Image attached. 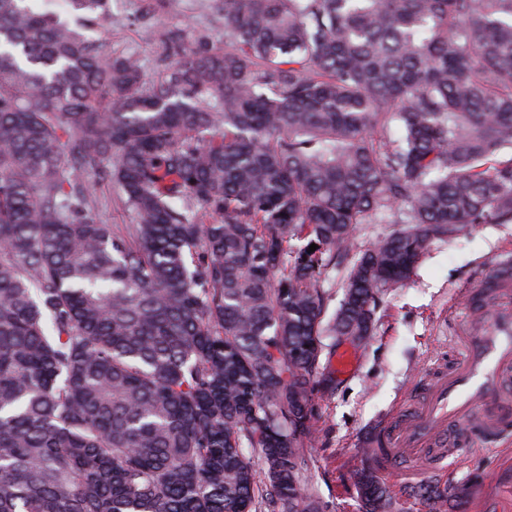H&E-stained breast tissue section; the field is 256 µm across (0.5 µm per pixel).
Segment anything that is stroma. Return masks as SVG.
Listing matches in <instances>:
<instances>
[{
    "instance_id": "1",
    "label": "stroma",
    "mask_w": 512,
    "mask_h": 512,
    "mask_svg": "<svg viewBox=\"0 0 512 512\" xmlns=\"http://www.w3.org/2000/svg\"><path fill=\"white\" fill-rule=\"evenodd\" d=\"M181 29L189 44L224 46V15L215 0H110L103 19L82 27L112 52L139 57L153 83L162 80L168 64L160 34ZM505 251L512 252V224H481L433 245L412 280L381 299L377 332L364 348L352 350L350 367L331 364L336 386L318 393L317 442L307 458L308 486L324 512H348L356 497L354 475L369 464L363 440L431 365L454 363L451 337L464 292ZM433 479L471 486L463 512H512V446L492 454L474 449Z\"/></svg>"
}]
</instances>
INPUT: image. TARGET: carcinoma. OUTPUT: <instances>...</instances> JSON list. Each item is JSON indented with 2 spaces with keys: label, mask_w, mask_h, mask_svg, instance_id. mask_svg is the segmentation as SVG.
I'll list each match as a JSON object with an SVG mask.
<instances>
[{
  "label": "carcinoma",
  "mask_w": 512,
  "mask_h": 512,
  "mask_svg": "<svg viewBox=\"0 0 512 512\" xmlns=\"http://www.w3.org/2000/svg\"><path fill=\"white\" fill-rule=\"evenodd\" d=\"M220 3L224 49L167 32L149 84L0 0V512H320L339 337L374 336L434 243L512 223V0ZM103 179L133 223L100 221ZM498 288L511 272L475 306ZM355 488V512H395L374 469Z\"/></svg>",
  "instance_id": "obj_1"
}]
</instances>
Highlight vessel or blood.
<instances>
[{"label":"vessel or blood","instance_id":"vessel-or-blood-1","mask_svg":"<svg viewBox=\"0 0 512 512\" xmlns=\"http://www.w3.org/2000/svg\"><path fill=\"white\" fill-rule=\"evenodd\" d=\"M458 330L454 364H434L421 399L397 408L377 432L380 458L398 475L424 479L474 448L512 444V402L504 398L512 383V290H496L489 320L459 316Z\"/></svg>","mask_w":512,"mask_h":512}]
</instances>
